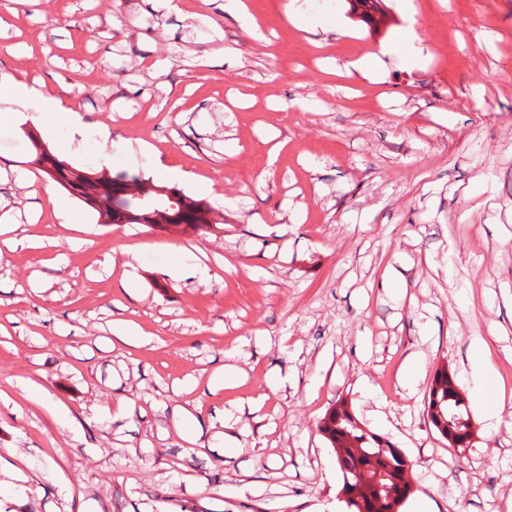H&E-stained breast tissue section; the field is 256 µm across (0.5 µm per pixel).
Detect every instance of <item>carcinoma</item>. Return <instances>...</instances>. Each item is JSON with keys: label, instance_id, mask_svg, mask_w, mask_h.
Wrapping results in <instances>:
<instances>
[{"label": "carcinoma", "instance_id": "obj_1", "mask_svg": "<svg viewBox=\"0 0 512 512\" xmlns=\"http://www.w3.org/2000/svg\"><path fill=\"white\" fill-rule=\"evenodd\" d=\"M348 4L350 13L358 15L368 26L384 21L383 0H348ZM40 165L49 179L111 224H156L161 212L166 213V220L177 224L202 227L208 223V209L202 201L179 189L174 188L171 193L179 197L181 206L171 209L165 196L153 192L143 198L126 194L127 182L138 181L135 176L114 179L103 175L92 181L82 170L50 152L42 154ZM423 414L432 429L448 442V447L471 445L472 420L467 400L448 369L434 373L424 396ZM318 428L335 451L343 477L340 493L346 495V512H401L413 493L404 451L388 437L368 428L341 399L326 412Z\"/></svg>", "mask_w": 512, "mask_h": 512}]
</instances>
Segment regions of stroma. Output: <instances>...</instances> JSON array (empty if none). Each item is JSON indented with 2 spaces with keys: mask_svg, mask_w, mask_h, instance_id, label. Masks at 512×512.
<instances>
[{
  "mask_svg": "<svg viewBox=\"0 0 512 512\" xmlns=\"http://www.w3.org/2000/svg\"><path fill=\"white\" fill-rule=\"evenodd\" d=\"M246 2L262 39L224 0H0V73L67 85L84 117L0 131L16 240L0 255V456L29 476L0 484V512H340L317 428L340 397L413 461L403 512H507L512 430L472 408L460 454L422 401L443 365L470 390L475 338L496 379L512 370V0H385L376 29L347 0ZM412 22L421 58L344 72ZM31 128L88 172L148 180L157 150L199 175L179 188L212 224L100 223L31 165ZM125 140L147 154L125 159ZM192 245L208 272L176 275L171 247ZM392 268L403 287L385 286ZM185 403L202 411L193 449L172 418ZM224 10L233 15L240 23L241 29L255 40L262 38L259 24L247 10L242 0H227Z\"/></svg>",
  "mask_w": 512,
  "mask_h": 512,
  "instance_id": "stroma-1",
  "label": "stroma"
}]
</instances>
